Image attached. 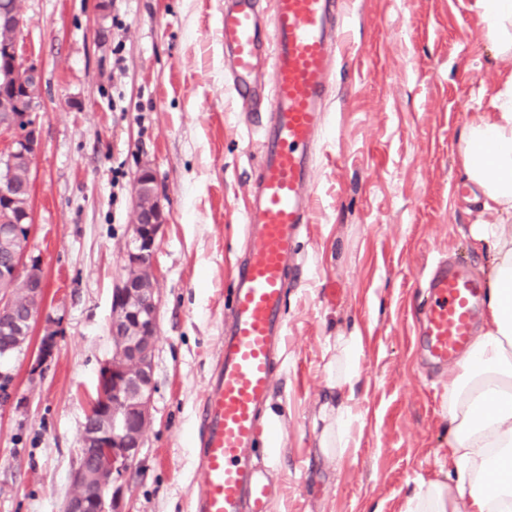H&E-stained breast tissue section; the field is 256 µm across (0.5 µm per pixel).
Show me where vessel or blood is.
Wrapping results in <instances>:
<instances>
[{"mask_svg": "<svg viewBox=\"0 0 512 512\" xmlns=\"http://www.w3.org/2000/svg\"><path fill=\"white\" fill-rule=\"evenodd\" d=\"M231 0L221 19L227 74L250 111L266 113L260 167L243 213L248 244L224 323L219 364L199 415V491L195 512H269L267 474L254 453L259 418L272 396L276 354L285 340L289 273L296 236L310 223L306 189L316 167V130L331 83L340 32L335 0ZM266 66L267 83L256 71ZM482 287L464 267L439 262L429 275L418 333L432 364L472 346Z\"/></svg>", "mask_w": 512, "mask_h": 512, "instance_id": "1", "label": "vessel or blood"}]
</instances>
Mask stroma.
Masks as SVG:
<instances>
[{
	"instance_id": "obj_1",
	"label": "stroma",
	"mask_w": 512,
	"mask_h": 512,
	"mask_svg": "<svg viewBox=\"0 0 512 512\" xmlns=\"http://www.w3.org/2000/svg\"><path fill=\"white\" fill-rule=\"evenodd\" d=\"M344 32L322 115L314 211L285 305L259 455L272 512H403L444 470L448 372L417 345L432 259L483 280L469 227L460 133L512 70L489 44L477 0H337ZM24 56L42 74L32 119L41 318L55 352L18 354L0 405V512H61L80 433L112 355V291L123 274L135 186L150 168L167 218L157 240L156 390L123 512H192L205 386L219 363L224 311L258 174L265 114L242 111L224 77V0H19ZM363 339L354 392L357 447L335 461L314 419L333 395L336 336ZM55 324L53 320L45 319L40 326V338L36 345V365L47 361L54 354L55 336H57Z\"/></svg>"
}]
</instances>
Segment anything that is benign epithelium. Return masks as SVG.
Segmentation results:
<instances>
[{"mask_svg":"<svg viewBox=\"0 0 512 512\" xmlns=\"http://www.w3.org/2000/svg\"><path fill=\"white\" fill-rule=\"evenodd\" d=\"M0 57L7 61L15 84L40 78L41 71L23 59L19 39L0 46ZM38 102L23 96L15 102L11 114L14 137L0 153V169L13 171L20 164L33 165L40 141L31 120ZM141 193L148 201L137 205V217L131 225V237L125 255L124 274L112 292V357L101 366L97 397L92 409L98 412L93 428L83 427L80 445L96 453L95 463L80 460L71 476L72 492L62 512H122L126 489L125 475L138 458L143 433L150 420V407L156 388L153 359L157 335L158 299L156 274L152 265L158 235L166 216L159 195L150 186V170L142 172ZM0 207V244L6 248L18 242L8 277L29 284L33 291L46 293V278L37 258L29 255L33 232L32 209L26 208L17 219L3 216ZM14 295L0 298V333L12 338V344L0 347V379L14 381L10 364L15 355L34 345L36 364L50 359L55 350V322H38L41 309L26 319L12 318ZM40 328L38 343H33L35 328Z\"/></svg>","mask_w":512,"mask_h":512,"instance_id":"7a95c632","label":"benign epithelium"}]
</instances>
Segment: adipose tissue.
I'll return each mask as SVG.
<instances>
[{
    "label": "adipose tissue",
    "instance_id": "1",
    "mask_svg": "<svg viewBox=\"0 0 512 512\" xmlns=\"http://www.w3.org/2000/svg\"><path fill=\"white\" fill-rule=\"evenodd\" d=\"M486 37L512 55V0H477ZM463 167L483 196L490 221L470 227L485 252L486 307L481 333L448 375V478L409 497L404 512H512V73L462 137ZM335 401L319 411V448L337 457L350 447L353 413L346 400L360 380L362 339L335 341Z\"/></svg>",
    "mask_w": 512,
    "mask_h": 512
}]
</instances>
